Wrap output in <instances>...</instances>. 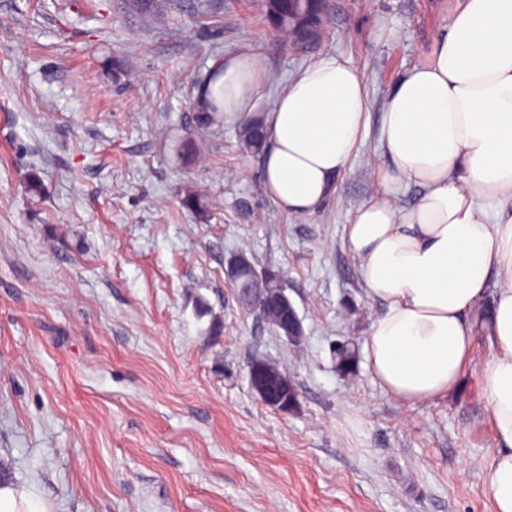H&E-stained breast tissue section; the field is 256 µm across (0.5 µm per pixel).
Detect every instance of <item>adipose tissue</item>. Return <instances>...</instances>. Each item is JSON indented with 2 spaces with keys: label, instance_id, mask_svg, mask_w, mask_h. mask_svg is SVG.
I'll return each instance as SVG.
<instances>
[{
  "label": "adipose tissue",
  "instance_id": "1",
  "mask_svg": "<svg viewBox=\"0 0 512 512\" xmlns=\"http://www.w3.org/2000/svg\"><path fill=\"white\" fill-rule=\"evenodd\" d=\"M268 74L256 59L214 62L201 102L244 124ZM359 69L333 55L303 68L264 118L265 189L291 215L321 209L366 137ZM376 194L344 227L366 293L383 305L367 369L410 403L454 392L488 308L494 349L479 373L495 446L481 492L512 512V0H461L447 33L391 90L378 130ZM425 190L403 210L399 191Z\"/></svg>",
  "mask_w": 512,
  "mask_h": 512
}]
</instances>
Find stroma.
Segmentation results:
<instances>
[{
  "mask_svg": "<svg viewBox=\"0 0 512 512\" xmlns=\"http://www.w3.org/2000/svg\"><path fill=\"white\" fill-rule=\"evenodd\" d=\"M211 3L204 16L200 0H181L158 21L130 0H0L6 481L52 512H492L481 494L494 445L478 385L485 338L436 402L397 401L362 364L336 370L333 343L364 345L381 312L343 242L373 193L376 134L324 208L295 216L267 195L237 126L196 132V77L228 55L271 72L261 116L314 60H350L379 125L457 0H326L324 35L295 47L264 0ZM187 137L197 159L176 163ZM188 190L205 215L182 207ZM241 249L287 283L299 344L238 305L224 261ZM256 359L288 375L295 412L258 400Z\"/></svg>",
  "mask_w": 512,
  "mask_h": 512,
  "instance_id": "1",
  "label": "stroma"
}]
</instances>
